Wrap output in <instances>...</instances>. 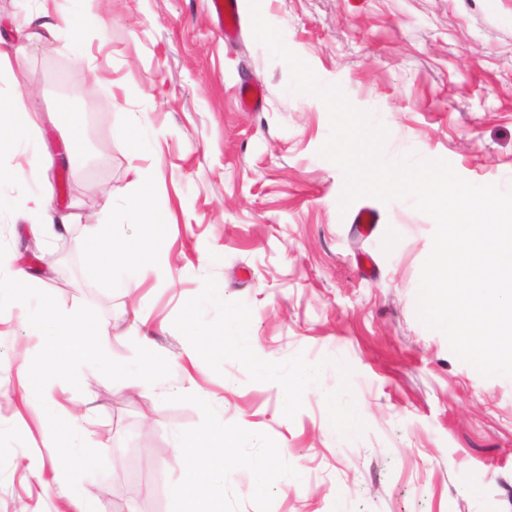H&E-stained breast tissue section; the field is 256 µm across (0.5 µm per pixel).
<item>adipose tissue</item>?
Here are the masks:
<instances>
[{"label": "adipose tissue", "instance_id": "ef3b65f1", "mask_svg": "<svg viewBox=\"0 0 512 512\" xmlns=\"http://www.w3.org/2000/svg\"><path fill=\"white\" fill-rule=\"evenodd\" d=\"M22 107L15 101L0 103V146L9 144L21 148L31 157L43 155L41 145L30 130L35 125L32 117L22 116ZM140 258L130 250L107 248L99 271L112 282L113 288L125 291L138 283ZM30 281L22 268L12 270L7 280H0V296L6 297L10 307L18 312L28 335L41 342L43 361L55 360L59 337H68L74 369L89 368L95 372L120 374L130 386L139 387L162 371L163 362L149 354L122 358L112 351V330L106 324L84 325L82 320L61 314L48 296L31 301L23 288ZM46 419L43 423V448L40 461L49 465L52 482L64 490L67 497L66 512H100L83 487L82 473L99 443L82 433L73 414L53 397L44 402ZM248 433L222 435L214 440L198 436L194 441L179 444L178 456L184 468L185 481L171 491L173 512H187L186 500H194L212 507L224 502V457L233 448L249 441Z\"/></svg>", "mask_w": 512, "mask_h": 512}]
</instances>
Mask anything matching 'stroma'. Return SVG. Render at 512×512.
<instances>
[{
  "label": "stroma",
  "mask_w": 512,
  "mask_h": 512,
  "mask_svg": "<svg viewBox=\"0 0 512 512\" xmlns=\"http://www.w3.org/2000/svg\"><path fill=\"white\" fill-rule=\"evenodd\" d=\"M84 7L0 0V98L35 112L46 153L69 165L0 150V198L45 184L51 213L69 219L42 237L24 211L2 212L0 251L61 310L109 324L114 354L134 355L145 337L167 363L143 389L87 370L57 394L105 443L84 481L104 512L120 485L169 512L184 479L178 438L245 428L257 444L224 465V512H512V378L483 377L417 316L433 220L407 200L363 197L340 212L343 173L318 154L327 110L292 91L287 65L254 40L248 0L231 42L211 0H93L108 28L84 31L78 62L64 21ZM261 12L323 84L386 127V160L441 158L469 182L512 189V0H261ZM242 87L257 107H241ZM66 98L83 111L72 147ZM137 167L163 192L164 260L118 294L87 253L144 238L129 208ZM210 288L223 307L190 310ZM229 307L251 356L205 353L184 375L193 334L218 333ZM38 354L0 310V512L65 509L31 462L42 423L18 397L21 376L41 372ZM300 365L317 387L288 406ZM336 403L361 405L359 423L332 417ZM270 453L256 484L252 463Z\"/></svg>",
  "instance_id": "stroma-1"
}]
</instances>
